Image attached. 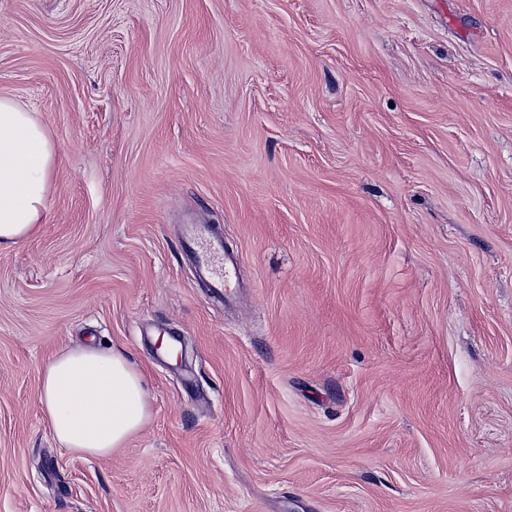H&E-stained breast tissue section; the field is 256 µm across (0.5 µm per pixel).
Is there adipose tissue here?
<instances>
[{
  "mask_svg": "<svg viewBox=\"0 0 512 512\" xmlns=\"http://www.w3.org/2000/svg\"><path fill=\"white\" fill-rule=\"evenodd\" d=\"M54 158V142L33 113L0 96V251L40 223ZM40 379L44 417L71 453L108 457L151 416L145 375L123 351L63 348L45 362Z\"/></svg>",
  "mask_w": 512,
  "mask_h": 512,
  "instance_id": "adipose-tissue-1",
  "label": "adipose tissue"
}]
</instances>
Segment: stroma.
<instances>
[{
  "instance_id": "35a3bbf8",
  "label": "stroma",
  "mask_w": 512,
  "mask_h": 512,
  "mask_svg": "<svg viewBox=\"0 0 512 512\" xmlns=\"http://www.w3.org/2000/svg\"><path fill=\"white\" fill-rule=\"evenodd\" d=\"M0 96L56 145L0 252V512H512V0H0ZM82 344L148 384L104 459L41 412ZM181 243L213 292L224 297V283L235 272L238 259L224 254L223 235L211 224H190L182 234Z\"/></svg>"
}]
</instances>
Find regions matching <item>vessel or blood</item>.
<instances>
[{
	"label": "vessel or blood",
	"mask_w": 512,
	"mask_h": 512,
	"mask_svg": "<svg viewBox=\"0 0 512 512\" xmlns=\"http://www.w3.org/2000/svg\"><path fill=\"white\" fill-rule=\"evenodd\" d=\"M181 243L213 292L223 294L224 284L238 264L237 259L225 254L223 235L217 233L212 225L192 224L185 228Z\"/></svg>",
	"instance_id": "obj_1"
}]
</instances>
